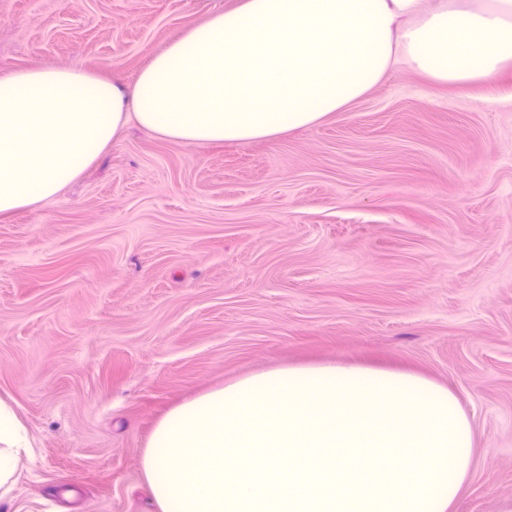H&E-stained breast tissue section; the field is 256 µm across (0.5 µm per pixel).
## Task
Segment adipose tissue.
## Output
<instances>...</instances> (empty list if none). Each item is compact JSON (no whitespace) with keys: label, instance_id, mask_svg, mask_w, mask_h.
<instances>
[{"label":"adipose tissue","instance_id":"obj_1","mask_svg":"<svg viewBox=\"0 0 512 512\" xmlns=\"http://www.w3.org/2000/svg\"><path fill=\"white\" fill-rule=\"evenodd\" d=\"M401 62L439 84L495 78L512 65V0H238L129 92L55 64L0 76V215L55 197L127 121L188 144L274 138L346 109ZM29 446L0 398V499Z\"/></svg>","mask_w":512,"mask_h":512}]
</instances>
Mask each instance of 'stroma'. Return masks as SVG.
Returning <instances> with one entry per match:
<instances>
[{"instance_id": "1", "label": "stroma", "mask_w": 512, "mask_h": 512, "mask_svg": "<svg viewBox=\"0 0 512 512\" xmlns=\"http://www.w3.org/2000/svg\"><path fill=\"white\" fill-rule=\"evenodd\" d=\"M237 0H0V75L133 87ZM417 374L474 431L450 512L512 500V69L406 66L247 144L128 124L77 181L0 216V397L33 447L0 512H157L142 453L172 408L291 365Z\"/></svg>"}]
</instances>
